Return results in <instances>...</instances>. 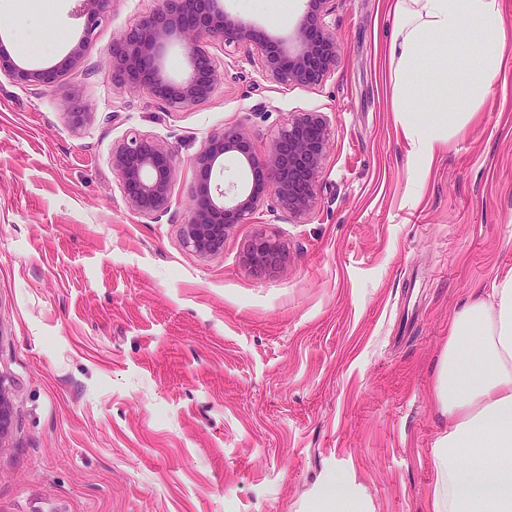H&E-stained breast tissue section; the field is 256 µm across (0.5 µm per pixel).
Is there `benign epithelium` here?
Here are the masks:
<instances>
[{
	"label": "benign epithelium",
	"mask_w": 512,
	"mask_h": 512,
	"mask_svg": "<svg viewBox=\"0 0 512 512\" xmlns=\"http://www.w3.org/2000/svg\"><path fill=\"white\" fill-rule=\"evenodd\" d=\"M109 0H81L85 26L81 41L57 64L29 69L16 63L0 44V73L17 83L54 86L69 68L81 63L84 44L96 30ZM328 0H304V10L288 38H272L227 12L221 0H160V6L112 45V82L144 88L160 102L183 107L207 99L224 80L207 49L213 40L257 50L265 73L282 85H314L336 66L339 46L324 24ZM178 46L187 57V72L169 77L162 54ZM330 129L320 112H299L278 132L267 153L252 150L248 131L228 125L210 137L195 159L190 216L181 225L185 245L202 255L220 252L240 224H250L271 195L293 216L309 212L316 196ZM235 154L252 176L239 190L212 184L224 155ZM112 170L122 181L127 204L137 213L154 215L168 207L175 178L173 152L163 143L135 136L112 151ZM242 263L255 275L288 265V251L277 239L256 234L243 250ZM11 424V401L0 384V440Z\"/></svg>",
	"instance_id": "7a95c632"
}]
</instances>
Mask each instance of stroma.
Masks as SVG:
<instances>
[{"label":"stroma","mask_w":512,"mask_h":512,"mask_svg":"<svg viewBox=\"0 0 512 512\" xmlns=\"http://www.w3.org/2000/svg\"><path fill=\"white\" fill-rule=\"evenodd\" d=\"M157 4L112 0L54 87L0 76V512H297L339 472L372 512H425L448 323L512 269V65L423 176L390 108L387 0H329L340 58L315 86L279 84L254 49L212 42L224 82L186 108L112 82L114 40ZM223 4L272 36L304 9ZM83 28L78 0L0 15L28 68L61 61ZM296 112L331 130L310 213L269 198L222 251L187 248L204 141L239 124L261 156ZM138 134L176 156L169 206L151 217L112 169ZM260 231L287 245V268L245 269Z\"/></svg>","instance_id":"stroma-1"}]
</instances>
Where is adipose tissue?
<instances>
[{
    "label": "adipose tissue",
    "instance_id": "ef3b65f1",
    "mask_svg": "<svg viewBox=\"0 0 512 512\" xmlns=\"http://www.w3.org/2000/svg\"><path fill=\"white\" fill-rule=\"evenodd\" d=\"M395 27L386 80L398 127L419 173L493 105L494 85L512 57L502 0H391ZM427 68H420V59ZM428 72L440 110L419 111L413 93ZM435 408L448 425L431 455L427 512H512V270L475 290L448 327L434 373ZM308 512H366L344 474L325 482Z\"/></svg>",
    "mask_w": 512,
    "mask_h": 512
}]
</instances>
